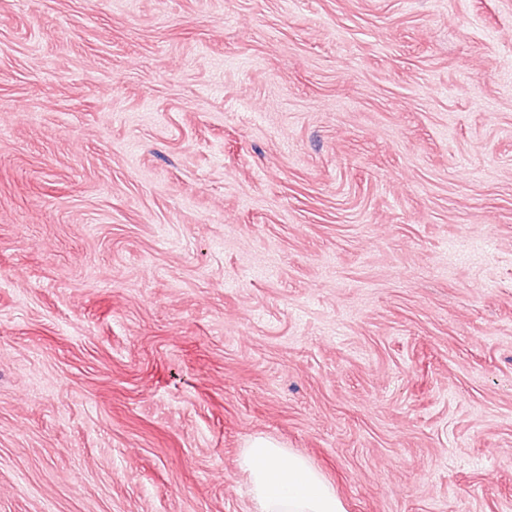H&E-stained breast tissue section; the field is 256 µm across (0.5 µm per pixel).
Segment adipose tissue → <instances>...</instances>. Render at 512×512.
<instances>
[{
  "label": "adipose tissue",
  "instance_id": "1",
  "mask_svg": "<svg viewBox=\"0 0 512 512\" xmlns=\"http://www.w3.org/2000/svg\"><path fill=\"white\" fill-rule=\"evenodd\" d=\"M239 465L249 476L253 512H346L334 486L307 457L271 439L249 441Z\"/></svg>",
  "mask_w": 512,
  "mask_h": 512
}]
</instances>
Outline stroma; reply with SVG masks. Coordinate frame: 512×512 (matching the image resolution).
<instances>
[{
    "instance_id": "1",
    "label": "stroma",
    "mask_w": 512,
    "mask_h": 512,
    "mask_svg": "<svg viewBox=\"0 0 512 512\" xmlns=\"http://www.w3.org/2000/svg\"><path fill=\"white\" fill-rule=\"evenodd\" d=\"M512 512V0H0V512ZM250 481L253 512H346L343 499L302 454L263 437L249 441L239 461Z\"/></svg>"
}]
</instances>
